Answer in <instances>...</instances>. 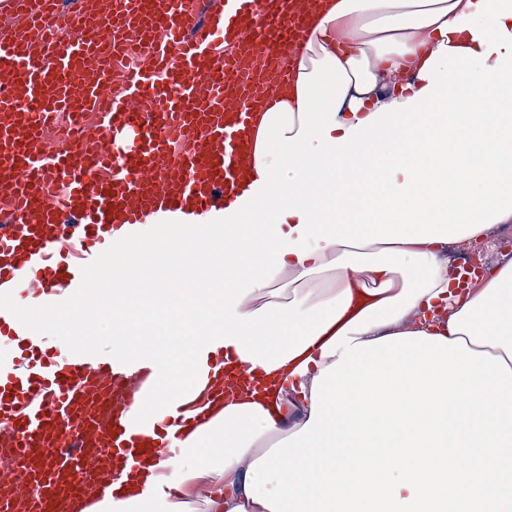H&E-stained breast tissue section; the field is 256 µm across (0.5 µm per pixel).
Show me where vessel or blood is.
I'll return each instance as SVG.
<instances>
[{
  "label": "vessel or blood",
  "mask_w": 512,
  "mask_h": 512,
  "mask_svg": "<svg viewBox=\"0 0 512 512\" xmlns=\"http://www.w3.org/2000/svg\"><path fill=\"white\" fill-rule=\"evenodd\" d=\"M312 0H0L20 30L0 33V337L29 318L12 290L45 303L104 302L105 234L147 214L240 212L257 108L287 82ZM145 61L112 73L129 44ZM99 117L98 130L84 123ZM59 146L41 148L47 130ZM115 376L94 348L69 359L47 344L0 354V512H72L112 490L113 473L160 461L168 437L200 425L176 408L146 442L112 399Z\"/></svg>",
  "instance_id": "obj_1"
}]
</instances>
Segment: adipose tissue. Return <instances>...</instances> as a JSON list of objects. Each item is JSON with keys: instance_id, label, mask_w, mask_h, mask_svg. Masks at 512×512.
Segmentation results:
<instances>
[{"instance_id": "adipose-tissue-1", "label": "adipose tissue", "mask_w": 512, "mask_h": 512, "mask_svg": "<svg viewBox=\"0 0 512 512\" xmlns=\"http://www.w3.org/2000/svg\"><path fill=\"white\" fill-rule=\"evenodd\" d=\"M289 85L256 117L252 187L275 185L265 211L238 224L220 212L150 216L112 249L105 316L112 369L146 373L132 412L143 434L171 402L200 399L217 357L261 371L262 388L213 407L161 462L116 496L74 512H268L246 494L251 463L311 416L322 347L366 307L401 293L395 271L330 268L343 252L435 256L437 286L396 322L358 334L465 338L512 366V258L465 293L451 290L448 248L512 223V0H319ZM296 280L288 302L274 287ZM25 312L68 355L101 341L74 327L80 304ZM176 334H169V327Z\"/></svg>"}]
</instances>
